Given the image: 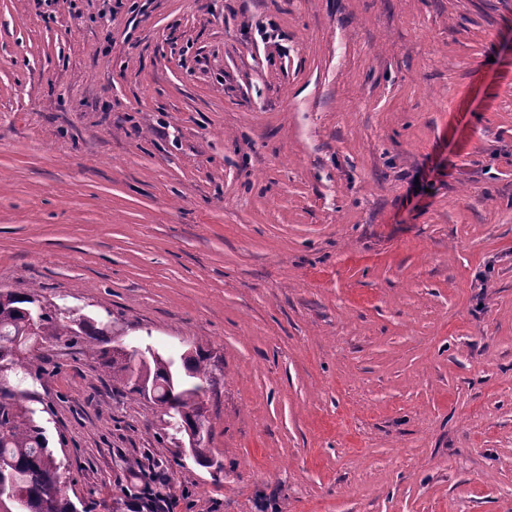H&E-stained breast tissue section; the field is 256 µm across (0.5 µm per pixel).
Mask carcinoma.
I'll return each mask as SVG.
<instances>
[{"label":"carcinoma","mask_w":512,"mask_h":512,"mask_svg":"<svg viewBox=\"0 0 512 512\" xmlns=\"http://www.w3.org/2000/svg\"><path fill=\"white\" fill-rule=\"evenodd\" d=\"M42 336H67L72 344L101 357L112 374L128 392L142 396L132 379L158 381V401L169 403L183 423H192L202 411V395L211 384L208 354L202 346L178 356L141 355L138 367L131 369L124 355L104 344V332L88 319L67 325L57 310L42 304L35 294L7 292L0 295V373L20 365V350L13 338L33 332ZM0 495L17 504L18 512H77L76 505L61 488L59 464L54 452L33 419L15 400V393L0 387Z\"/></svg>","instance_id":"carcinoma-1"}]
</instances>
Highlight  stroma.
<instances>
[{"instance_id":"1","label":"stroma","mask_w":512,"mask_h":512,"mask_svg":"<svg viewBox=\"0 0 512 512\" xmlns=\"http://www.w3.org/2000/svg\"><path fill=\"white\" fill-rule=\"evenodd\" d=\"M1 291L210 355L0 374L79 512H512V0H0ZM198 424L201 425H198V427L193 431L189 430L188 433H186L184 430L188 436V448H193L191 456L195 462L202 466L210 467L209 462L212 459L210 456V448H205V445L202 443V438L204 436V423L202 417H200Z\"/></svg>"}]
</instances>
